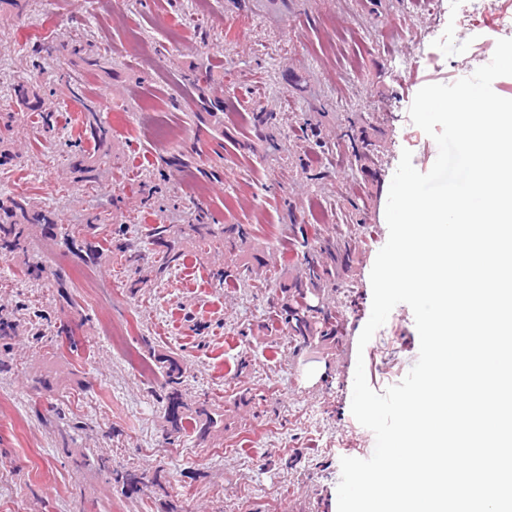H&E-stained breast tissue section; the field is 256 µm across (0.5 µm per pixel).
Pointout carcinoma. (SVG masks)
<instances>
[{"instance_id": "cac0c4a2", "label": "carcinoma", "mask_w": 512, "mask_h": 512, "mask_svg": "<svg viewBox=\"0 0 512 512\" xmlns=\"http://www.w3.org/2000/svg\"><path fill=\"white\" fill-rule=\"evenodd\" d=\"M56 51L72 61L78 58L89 66L100 65V58L89 41L74 39L63 42ZM14 96L18 111L9 112L0 119V163L13 159L10 154L9 142L13 136L45 124L48 112L45 98L40 89L32 83L23 82L15 85ZM87 112L86 126L89 127L93 146L91 149H75L72 143L67 144V155L73 168L87 173L112 170V145L109 131L98 123L95 110L84 105ZM52 212L39 204L22 197H0V254L24 253L27 242L24 225L53 224ZM169 227L159 224L150 230L148 238L165 247L160 259L158 272H166L178 263L182 256L179 241L167 238ZM348 258L347 250L339 244L326 243L304 256V267L295 278L291 287L284 289L287 301L284 304V315L271 319V328L286 332L288 338L298 345H306L315 338L323 340L336 338L338 322L336 316L324 308L317 310L302 306L306 291L313 288L319 291L334 285L336 262ZM157 362L161 364V390L166 400V422L168 433L180 438L192 433L204 437L222 423L221 415L209 410L202 404L194 409L183 401V371L179 362L172 356L160 354ZM98 470L103 472L116 486L127 493L139 490L142 477L134 470L114 469L110 461L100 457L96 460Z\"/></svg>"}]
</instances>
